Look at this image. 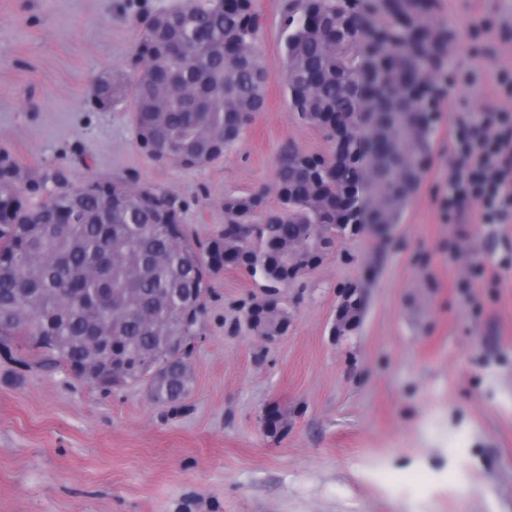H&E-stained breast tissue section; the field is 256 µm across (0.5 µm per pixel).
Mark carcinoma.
<instances>
[{"instance_id":"obj_1","label":"carcinoma","mask_w":512,"mask_h":512,"mask_svg":"<svg viewBox=\"0 0 512 512\" xmlns=\"http://www.w3.org/2000/svg\"><path fill=\"white\" fill-rule=\"evenodd\" d=\"M436 0H283L285 86L298 119L332 135L353 129L333 170L324 155L293 143L280 153L278 205L258 189L224 197V230L204 243L188 235L172 197L121 180L81 189L60 173L31 180L11 211L0 209V344L21 341L41 366L76 372L91 339L112 338V373L90 384L142 381L146 359L162 369L163 339L175 333L177 298L195 293L188 321L196 335L210 275L224 267V244L274 300L248 311L285 319L281 283L327 256L314 224L387 228L420 187L431 162L438 103L448 90L453 35L432 22ZM140 17L138 76L112 83V101L131 98L134 127L157 115L155 136L194 156L221 158L263 110L268 71L259 50L255 0H182ZM17 166L0 158V193L13 192ZM188 392L179 378L154 386L169 405Z\"/></svg>"}]
</instances>
